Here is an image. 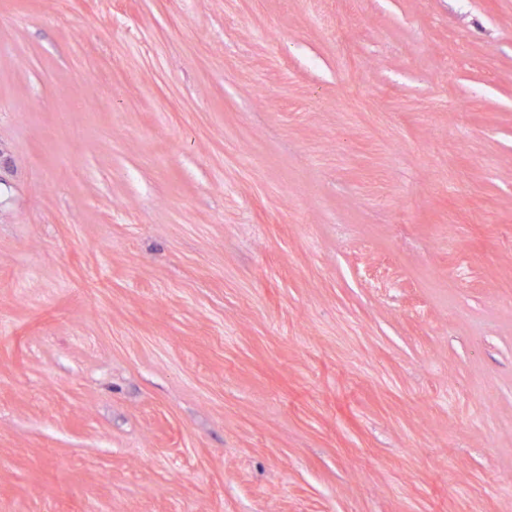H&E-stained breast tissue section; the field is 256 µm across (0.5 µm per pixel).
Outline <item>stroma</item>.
Masks as SVG:
<instances>
[{
    "mask_svg": "<svg viewBox=\"0 0 512 512\" xmlns=\"http://www.w3.org/2000/svg\"><path fill=\"white\" fill-rule=\"evenodd\" d=\"M510 282L512 0H0V512H512ZM342 106L352 121L365 124L373 130L378 129L379 126L375 123L373 114L376 110L365 94L343 99Z\"/></svg>",
    "mask_w": 512,
    "mask_h": 512,
    "instance_id": "35a3bbf8",
    "label": "stroma"
}]
</instances>
